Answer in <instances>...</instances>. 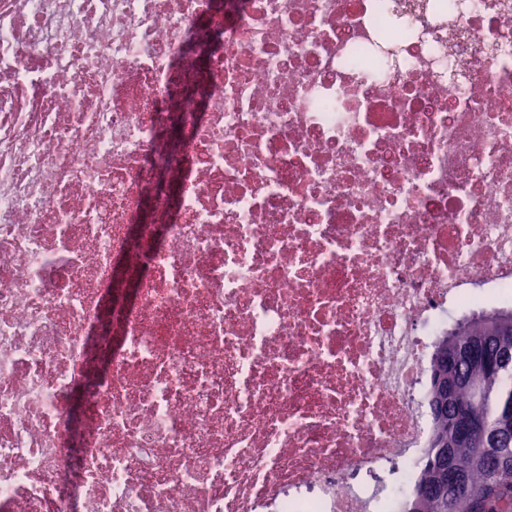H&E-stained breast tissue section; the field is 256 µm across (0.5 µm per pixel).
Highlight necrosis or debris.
I'll return each mask as SVG.
<instances>
[{
  "mask_svg": "<svg viewBox=\"0 0 512 512\" xmlns=\"http://www.w3.org/2000/svg\"><path fill=\"white\" fill-rule=\"evenodd\" d=\"M0 0V512H397L512 301V0Z\"/></svg>",
  "mask_w": 512,
  "mask_h": 512,
  "instance_id": "1",
  "label": "necrosis or debris"
}]
</instances>
